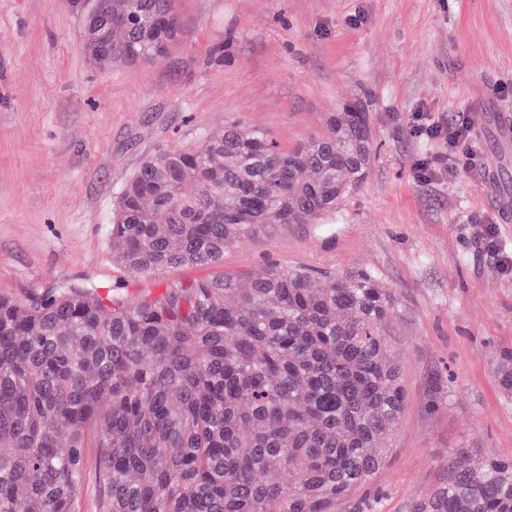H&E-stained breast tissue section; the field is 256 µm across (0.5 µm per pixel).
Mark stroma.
<instances>
[{"label": "stroma", "mask_w": 512, "mask_h": 512, "mask_svg": "<svg viewBox=\"0 0 512 512\" xmlns=\"http://www.w3.org/2000/svg\"><path fill=\"white\" fill-rule=\"evenodd\" d=\"M93 0H0V295L66 285L130 295L212 275L147 277L112 260V205L141 163L239 121L293 150L358 104L374 150L362 185L310 224L225 249L224 273L271 263L371 271L396 307L384 328L406 389L367 492L411 512L448 458H512V0H176L183 33L159 60L99 70L85 57ZM478 116L481 176L419 168L441 141L413 112Z\"/></svg>", "instance_id": "stroma-1"}]
</instances>
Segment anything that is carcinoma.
Wrapping results in <instances>:
<instances>
[{"mask_svg":"<svg viewBox=\"0 0 512 512\" xmlns=\"http://www.w3.org/2000/svg\"><path fill=\"white\" fill-rule=\"evenodd\" d=\"M91 14L83 49L103 69L181 37L174 0ZM372 151L357 105L289 152L238 121L166 149L119 193L112 259L141 276L219 265L230 245L335 210ZM394 308L370 272L276 264L156 298L0 297V512H81L89 448L100 512H337L383 468L404 408L382 334ZM413 512H512V459L448 462Z\"/></svg>","mask_w":512,"mask_h":512,"instance_id":"1","label":"carcinoma"}]
</instances>
